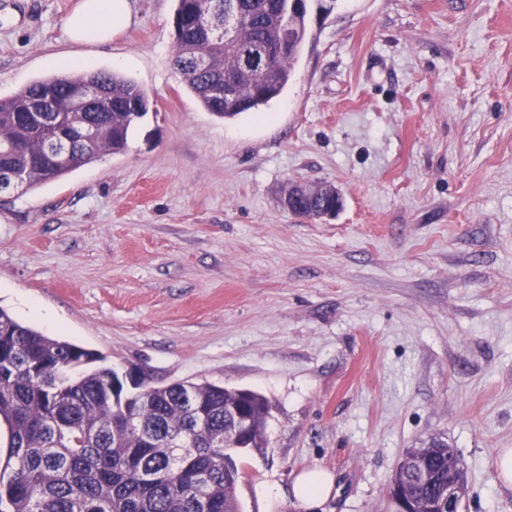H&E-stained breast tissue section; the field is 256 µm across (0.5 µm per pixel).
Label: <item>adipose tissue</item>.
I'll return each mask as SVG.
<instances>
[{
    "mask_svg": "<svg viewBox=\"0 0 512 512\" xmlns=\"http://www.w3.org/2000/svg\"><path fill=\"white\" fill-rule=\"evenodd\" d=\"M130 21L128 0H79L74 10L63 21L69 42L93 45L111 41ZM334 487L333 475L323 469L300 473L294 480L293 498L314 512L330 497Z\"/></svg>",
    "mask_w": 512,
    "mask_h": 512,
    "instance_id": "obj_1",
    "label": "adipose tissue"
}]
</instances>
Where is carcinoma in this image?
<instances>
[{
    "instance_id": "obj_1",
    "label": "carcinoma",
    "mask_w": 512,
    "mask_h": 512,
    "mask_svg": "<svg viewBox=\"0 0 512 512\" xmlns=\"http://www.w3.org/2000/svg\"><path fill=\"white\" fill-rule=\"evenodd\" d=\"M173 65L200 106L231 119L282 95L308 35V0H175ZM86 98L79 115L56 112ZM152 107L134 82L67 67L0 97V186L26 193L121 154ZM327 189L308 202L325 210ZM101 353L46 336L0 308V512H241L236 453L267 446L269 401L250 389L180 382L125 402ZM120 423L119 438L112 424ZM435 480L397 468L409 502L436 500L448 443L432 438Z\"/></svg>"
}]
</instances>
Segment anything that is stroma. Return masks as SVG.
I'll use <instances>...</instances> for the list:
<instances>
[{
	"label": "stroma",
	"mask_w": 512,
	"mask_h": 512,
	"mask_svg": "<svg viewBox=\"0 0 512 512\" xmlns=\"http://www.w3.org/2000/svg\"><path fill=\"white\" fill-rule=\"evenodd\" d=\"M79 0H0V96L57 72ZM93 47L155 107L107 155L0 195V307L109 365L249 388L271 404L240 453L242 512H393L407 449L437 437L460 512H512V0H310L265 117L206 112L171 63L174 0H130ZM344 198L309 221L289 184ZM334 487V476L327 470L311 469L300 473L294 480L291 494L306 509L323 505Z\"/></svg>",
	"instance_id": "stroma-1"
}]
</instances>
